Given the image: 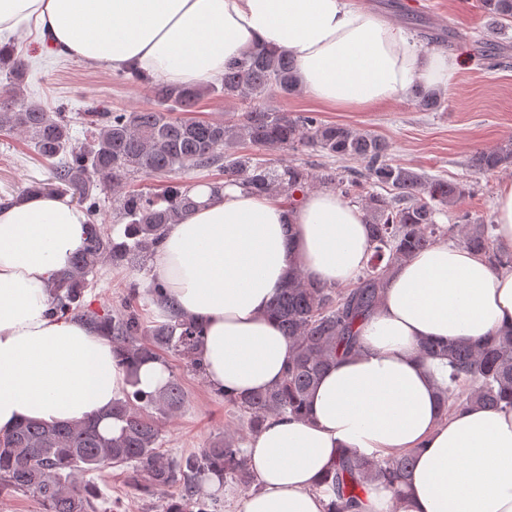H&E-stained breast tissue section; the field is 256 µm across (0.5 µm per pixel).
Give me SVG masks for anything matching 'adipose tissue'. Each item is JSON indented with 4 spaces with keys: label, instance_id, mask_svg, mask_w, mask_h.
I'll list each match as a JSON object with an SVG mask.
<instances>
[{
    "label": "adipose tissue",
    "instance_id": "obj_1",
    "mask_svg": "<svg viewBox=\"0 0 512 512\" xmlns=\"http://www.w3.org/2000/svg\"><path fill=\"white\" fill-rule=\"evenodd\" d=\"M34 24L59 53L90 66L204 85L254 45L285 51L312 97L339 107L389 100L414 83L448 87L457 61L419 52L406 32L351 0H0V34ZM198 208L168 225L153 276L203 327L209 385L241 397L280 383L291 343L267 314L290 268L328 286L356 281L370 254L361 208L335 192L295 210L236 186L191 191ZM86 213L39 195L0 203V432L25 420L109 418L129 388L111 340L49 313L48 283L85 239ZM512 329V271L454 243L397 265L361 351L337 359L308 395V416L266 420L247 447L258 488L240 512H327L316 489L338 453L410 451L402 512H512V408L471 405L442 418L448 368L423 339L478 342Z\"/></svg>",
    "mask_w": 512,
    "mask_h": 512
}]
</instances>
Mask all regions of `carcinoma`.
<instances>
[{"instance_id":"carcinoma-1","label":"carcinoma","mask_w":512,"mask_h":512,"mask_svg":"<svg viewBox=\"0 0 512 512\" xmlns=\"http://www.w3.org/2000/svg\"><path fill=\"white\" fill-rule=\"evenodd\" d=\"M480 7L494 23L512 19V0H480ZM297 65L286 52L254 46L224 70L220 86H152L153 104L136 111L50 112L39 104L17 103L13 97L30 71V63L10 45L0 46V132L30 136L35 151L54 161L47 182H35L21 196L68 195L83 207L89 222L83 249L64 272L53 276L50 314L72 316L111 339L117 357L129 372L131 390L112 404L110 416L122 423L120 433L106 437L98 420L68 424L24 421L0 435V491L12 490L36 498L43 512H103L98 487H78L81 475L101 470V463L130 469L129 478L152 496L180 488L177 500L165 502L164 512H222L224 503L205 495L203 478L222 484L231 480L242 487L254 483L244 449L245 435L228 428L206 447L168 458L160 448L158 417L173 418L187 402L175 377L163 390L146 394L137 389L138 366L163 360L162 353L182 357L198 373L202 361V327L190 315L174 309L165 288L156 283L153 300L167 309V320L152 328L140 312V285L128 284L122 309L99 313L84 308L89 276L109 262L114 266L141 267L161 244L166 226L177 224L197 207L188 187L177 175L189 168H217L224 181L217 189L236 185L255 194L284 197L289 208L296 194L317 184L360 196L372 243L369 258L350 288L325 286L292 268L274 297L270 316L292 343L283 381L248 397L224 395L234 406L248 434L258 431L272 416H305L309 392L339 356L359 348V325L379 306L392 269L415 252L443 237H458L466 247L483 255L495 268L512 269V253L494 247L493 225L482 220L464 224H439L436 215L458 205L466 191L460 183L430 178L389 163L388 142L371 132L349 125L328 123L316 112H284L263 106L268 93L283 98L301 92ZM207 92L248 101L251 110L233 120H199L177 116L193 111ZM421 112H436L444 104L441 93L421 85L411 88ZM96 129L91 141L77 143L72 125ZM311 147L328 158L350 157L364 163V170L350 176L333 170L314 175L304 168L265 157L274 150ZM512 165V141L493 149H477L467 167L479 175L493 174ZM136 174L169 179L159 194L122 192ZM389 188L383 194L377 188ZM111 190L124 240L117 243L105 233L97 216L102 199L94 190ZM420 354L448 364V385L439 387L441 411L464 409L471 404L496 408L512 406V330L477 344L466 341L425 340ZM414 455L399 453L369 461L343 452L324 479L333 496L331 512H349L365 495L367 484L381 481L403 495L404 478L411 472Z\"/></svg>"}]
</instances>
